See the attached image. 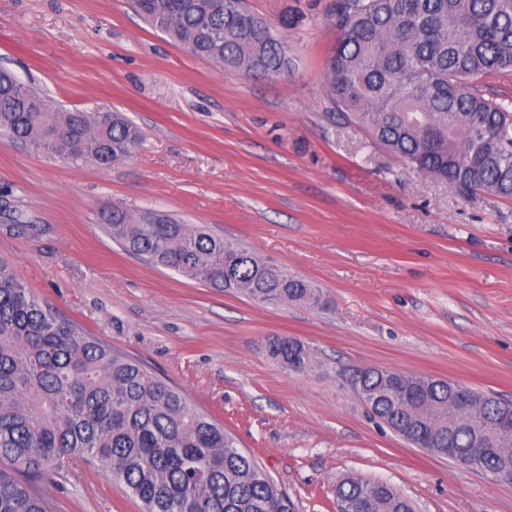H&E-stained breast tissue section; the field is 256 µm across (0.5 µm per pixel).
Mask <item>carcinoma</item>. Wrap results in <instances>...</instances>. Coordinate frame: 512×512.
<instances>
[{"label": "carcinoma", "mask_w": 512, "mask_h": 512, "mask_svg": "<svg viewBox=\"0 0 512 512\" xmlns=\"http://www.w3.org/2000/svg\"><path fill=\"white\" fill-rule=\"evenodd\" d=\"M145 20L189 54L254 77L288 72V15L279 25L243 0H134ZM339 38L326 94L372 139L464 198L512 200V99L485 93L484 78L512 69V0H334ZM0 138L91 153L101 162L141 138L120 112L52 104L0 68ZM7 228L35 233L21 210ZM112 239L147 263L257 303H321L312 285L213 233L155 209L122 205L100 216ZM271 356L302 372L304 344L281 337ZM367 407L428 454L512 471V402L470 390L469 418L451 381L383 367L358 371ZM102 468L143 512H294L288 495L236 438L177 387L84 333L43 304L0 259V512H52L38 492L73 463ZM336 502L348 512H413L395 487L347 476Z\"/></svg>", "instance_id": "cac0c4a2"}]
</instances>
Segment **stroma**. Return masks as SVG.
<instances>
[{
  "mask_svg": "<svg viewBox=\"0 0 512 512\" xmlns=\"http://www.w3.org/2000/svg\"><path fill=\"white\" fill-rule=\"evenodd\" d=\"M332 2L246 0L297 19L288 73L250 78L190 55L130 0H0V66L142 134L106 164L0 140V197L39 226L18 235L0 218V257L44 304L222 422L296 512H336L348 475L393 485L416 512H512V486L410 446L350 384L384 366L512 400V201L463 199L358 120L328 119ZM115 204L208 225L329 304H258L147 265L101 226ZM288 336L310 353L304 371L268 352ZM41 491L54 512H141L82 463Z\"/></svg>",
  "mask_w": 512,
  "mask_h": 512,
  "instance_id": "stroma-1",
  "label": "stroma"
}]
</instances>
